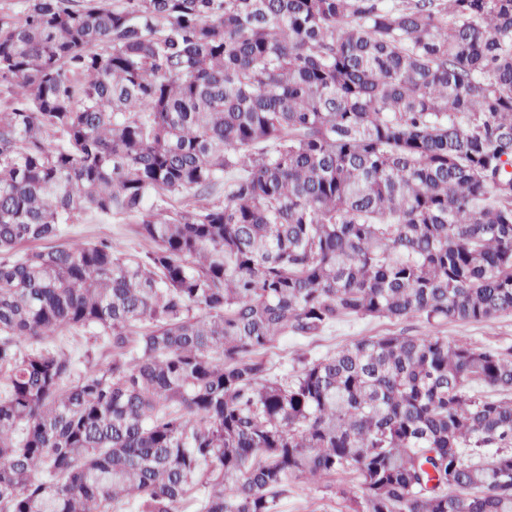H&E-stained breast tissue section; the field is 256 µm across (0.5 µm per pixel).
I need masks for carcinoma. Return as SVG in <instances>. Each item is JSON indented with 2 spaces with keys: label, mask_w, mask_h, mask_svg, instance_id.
Segmentation results:
<instances>
[{
  "label": "carcinoma",
  "mask_w": 512,
  "mask_h": 512,
  "mask_svg": "<svg viewBox=\"0 0 512 512\" xmlns=\"http://www.w3.org/2000/svg\"><path fill=\"white\" fill-rule=\"evenodd\" d=\"M2 89L0 512H280L343 474L354 512H512V351L265 358L512 313V0H26ZM86 213L148 248L18 253ZM67 327L112 358L75 372ZM427 329L426 323L418 316L393 322L386 319L352 317L336 323L320 336L281 339L267 351L266 358L271 362L273 374L278 377L291 376L302 367L303 356L315 359L333 353L343 345L363 336L399 333L419 336Z\"/></svg>",
  "instance_id": "1"
}]
</instances>
